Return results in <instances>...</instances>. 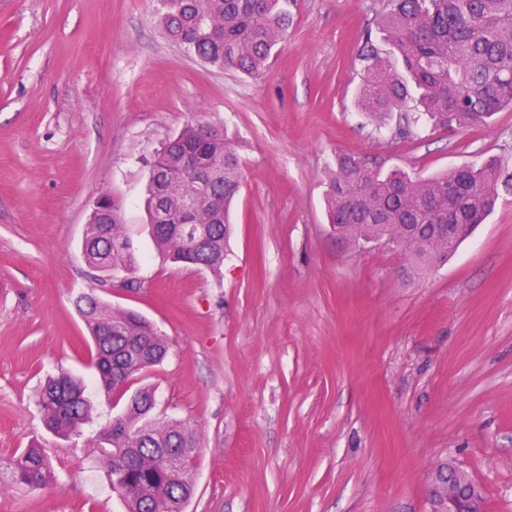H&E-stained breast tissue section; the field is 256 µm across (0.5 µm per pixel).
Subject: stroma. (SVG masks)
I'll list each match as a JSON object with an SVG mask.
<instances>
[{"instance_id": "1", "label": "stroma", "mask_w": 512, "mask_h": 512, "mask_svg": "<svg viewBox=\"0 0 512 512\" xmlns=\"http://www.w3.org/2000/svg\"><path fill=\"white\" fill-rule=\"evenodd\" d=\"M384 6L292 0L287 42L249 77L187 55L156 0H0V462L36 443L56 478L0 479V512H126L94 426L62 439L36 404L46 374L92 377L75 306L90 288L170 344L144 382L193 437L185 512H430L444 466L484 486L485 512H512V194L427 268L326 222L340 152L424 176L512 171L511 109L411 135L360 112L364 29ZM193 121L225 128L244 164L217 275L159 258L141 221L146 160ZM103 192L141 287H109L82 257Z\"/></svg>"}]
</instances>
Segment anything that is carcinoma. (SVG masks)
I'll return each mask as SVG.
<instances>
[{
    "label": "carcinoma",
    "mask_w": 512,
    "mask_h": 512,
    "mask_svg": "<svg viewBox=\"0 0 512 512\" xmlns=\"http://www.w3.org/2000/svg\"><path fill=\"white\" fill-rule=\"evenodd\" d=\"M159 21L168 38L206 65L255 75L287 39L288 0H164ZM375 26L381 38L367 29L360 54L365 66L358 106L370 118L397 112L408 125L418 123L421 112L443 128L471 127L512 109V0H386ZM186 155L207 172L203 193L181 168ZM147 165L145 214L157 255L220 273L229 211L243 185L235 145L217 126L190 124ZM502 190L512 191V173L495 160L422 176L368 168L351 154H338L326 216L337 234L365 242L373 225L384 224L396 246L431 266L448 252L433 251L426 236L417 244L406 240L401 225L455 224L462 242L495 209ZM191 197L197 199L194 223L182 224L179 210ZM160 205L167 215L162 224L156 222ZM198 224L209 225L203 252L192 247ZM83 258L105 281L122 278L141 287L133 277L139 257L124 211L111 198L88 213ZM76 308L93 342L98 386L108 396L114 385L140 379L167 357V340L137 311L114 308L91 293L80 295ZM85 391L83 381L65 372L48 377L37 395L46 427L65 438L81 435L94 411ZM155 406L150 387L138 388L119 418L93 438L120 452L122 463L112 462L110 451L105 463L114 482L132 487L123 494L127 512H183L193 493L194 456L179 452L191 434L180 423L158 422ZM3 467L19 488L36 490L52 479L51 462L35 444Z\"/></svg>",
    "instance_id": "cac0c4a2"
}]
</instances>
